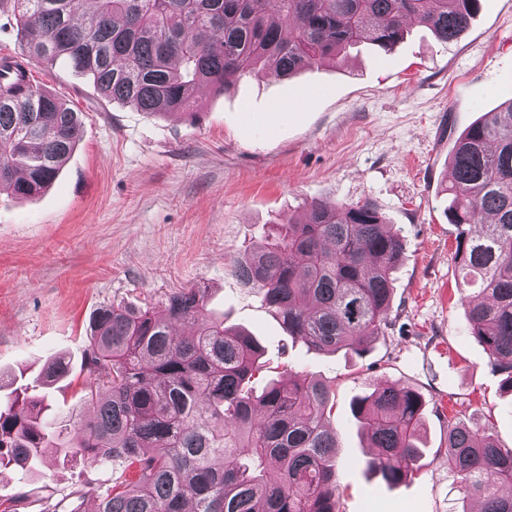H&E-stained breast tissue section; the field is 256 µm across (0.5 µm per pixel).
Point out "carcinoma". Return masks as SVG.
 I'll return each mask as SVG.
<instances>
[{
  "instance_id": "carcinoma-1",
  "label": "carcinoma",
  "mask_w": 512,
  "mask_h": 512,
  "mask_svg": "<svg viewBox=\"0 0 512 512\" xmlns=\"http://www.w3.org/2000/svg\"><path fill=\"white\" fill-rule=\"evenodd\" d=\"M481 0H0L11 6L24 54L63 59L111 101L164 116H193L202 87L267 65L290 76L348 50L390 51L408 21L448 44L470 27ZM82 137V120L33 88L22 64L0 57V188L20 198L47 189ZM448 212L470 331L512 390V98L454 142ZM404 237L369 199L310 204L306 220L270 225L231 270L319 353L361 351L389 326L393 273ZM174 322L192 335L176 338ZM85 391L94 416L73 427L41 421L43 399L0 409V468L24 471L56 441L86 465L117 473L93 512H340L336 432L324 424L329 386L273 382L251 335L205 313V291L182 288L164 313L122 306L90 321ZM53 359L35 383L65 378ZM424 404L398 384L353 401L371 447L370 471L402 482L421 456ZM448 464L480 512H512V449L486 427L448 424Z\"/></svg>"
}]
</instances>
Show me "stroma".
Segmentation results:
<instances>
[{
    "label": "stroma",
    "instance_id": "obj_1",
    "mask_svg": "<svg viewBox=\"0 0 512 512\" xmlns=\"http://www.w3.org/2000/svg\"><path fill=\"white\" fill-rule=\"evenodd\" d=\"M26 69L33 87L79 113L83 134L45 192L23 200L0 190V375L23 385L66 356L71 371L48 389V414L90 418L83 358L93 311L158 315L170 293L199 286L209 314L262 345L267 370L255 387L300 377L331 385L325 423L342 462L341 512H476L448 466V424L489 428L510 449L512 393L469 330L444 188L456 137L512 97V0H481L470 28L448 44L412 25L387 53L354 49L336 66L290 77L267 68L224 92L204 89L191 119L108 100L61 61ZM273 98L299 105L272 121ZM365 198L404 237L392 324L363 355L318 354L288 337L230 260L268 225L302 219L311 201ZM394 383L426 405L422 455L390 487L367 468L374 451L352 401ZM48 459L0 472V512H43L75 489L88 508L112 483L111 468L55 449Z\"/></svg>",
    "mask_w": 512,
    "mask_h": 512
}]
</instances>
